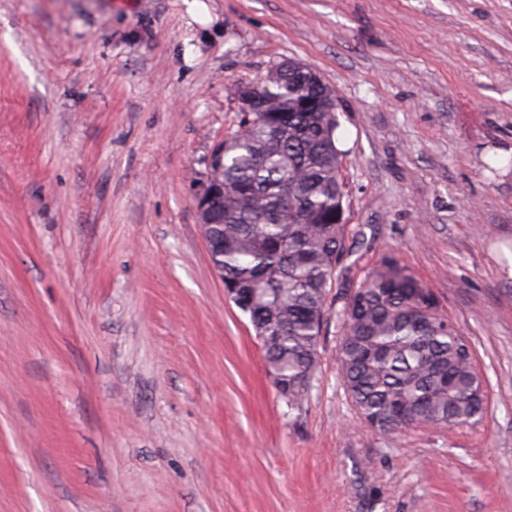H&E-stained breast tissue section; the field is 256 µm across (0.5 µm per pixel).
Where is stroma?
<instances>
[{
	"label": "stroma",
	"instance_id": "stroma-1",
	"mask_svg": "<svg viewBox=\"0 0 512 512\" xmlns=\"http://www.w3.org/2000/svg\"><path fill=\"white\" fill-rule=\"evenodd\" d=\"M0 0V512H512V0ZM334 90L346 217L474 348L482 419L387 436L328 315L289 409L195 197L242 85Z\"/></svg>",
	"mask_w": 512,
	"mask_h": 512
}]
</instances>
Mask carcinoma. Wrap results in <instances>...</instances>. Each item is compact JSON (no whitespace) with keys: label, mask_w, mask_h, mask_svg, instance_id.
Instances as JSON below:
<instances>
[{"label":"carcinoma","mask_w":512,"mask_h":512,"mask_svg":"<svg viewBox=\"0 0 512 512\" xmlns=\"http://www.w3.org/2000/svg\"><path fill=\"white\" fill-rule=\"evenodd\" d=\"M257 88L265 111L238 117L212 165L220 203L208 223L224 231L211 259L224 287L237 289L231 301L248 316L278 394L291 409L307 400L334 289L341 387L361 421L390 436L476 423L485 392L473 348L433 292L392 254L358 285L339 281L365 234L346 224L335 93L301 70ZM305 96L329 107L306 112Z\"/></svg>","instance_id":"obj_1"}]
</instances>
